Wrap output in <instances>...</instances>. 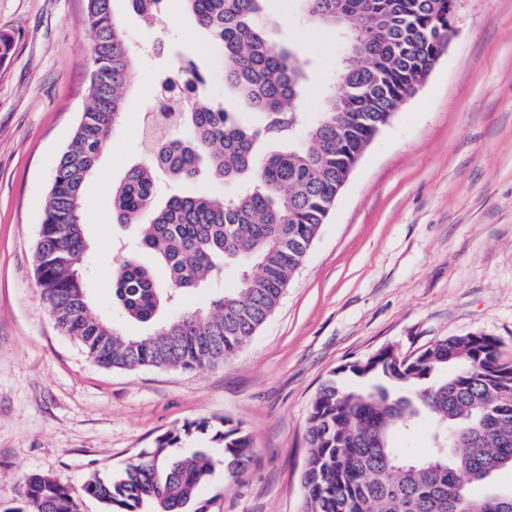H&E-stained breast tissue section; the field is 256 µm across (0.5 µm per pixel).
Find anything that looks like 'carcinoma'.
<instances>
[{"label":"carcinoma","instance_id":"carcinoma-1","mask_svg":"<svg viewBox=\"0 0 512 512\" xmlns=\"http://www.w3.org/2000/svg\"><path fill=\"white\" fill-rule=\"evenodd\" d=\"M148 26L164 0H128ZM189 15L224 50V87L261 117L248 123L224 104L206 102L194 61L162 72L165 88L192 96L174 127L143 144L145 160L112 192L117 224H137L136 251L152 254L165 273L134 254L112 270L113 294L129 320L152 324L144 336L126 334L94 317L86 291L89 244L82 222V187L96 168L109 134L126 112L136 53L113 10V0H86L94 33L87 104L61 155L37 241L38 285L62 333L99 365L182 370L216 367L232 358L275 311L335 205L353 155L407 101L414 83L448 36L438 19L446 0H343L352 22L371 31L358 47L346 84L331 83L315 118L297 112L307 84L298 53L277 48L265 0H182ZM317 26L336 0H297ZM221 178L231 197L171 190L183 181ZM235 273L202 308L160 321L176 296ZM500 342L476 333L446 336L421 358L405 362L384 351L332 372L307 419L308 456L301 473L303 512H501L489 485L512 468V362ZM423 418L433 424L434 452L401 459L399 432ZM204 435L222 459L198 449H169ZM253 454L249 437L227 417L202 418L158 436L155 446L111 479L87 481L81 493L30 474L23 479L29 512H79V495L104 512H207L198 492L215 468L238 481Z\"/></svg>","mask_w":512,"mask_h":512}]
</instances>
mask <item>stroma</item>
<instances>
[{"label":"stroma","instance_id":"1","mask_svg":"<svg viewBox=\"0 0 512 512\" xmlns=\"http://www.w3.org/2000/svg\"><path fill=\"white\" fill-rule=\"evenodd\" d=\"M271 39L306 60L313 118L344 37L312 29L291 0H268ZM139 53L124 121L83 190L94 316L127 322L112 267L134 227L115 224L112 189L144 157L140 121L159 73L189 55L224 97V51L184 12L145 26L114 0ZM449 47L417 94L367 147L270 318L222 365L113 370L60 332L35 273V246L60 155L86 105L94 34L86 0H0V512H27L38 473L81 490L111 478L155 439L223 416L255 457L199 492L209 512H300L312 399L339 367L390 348L403 356L468 333L512 361V0H460Z\"/></svg>","mask_w":512,"mask_h":512}]
</instances>
